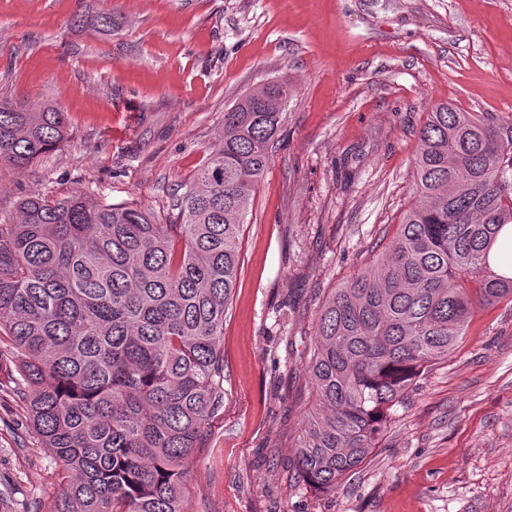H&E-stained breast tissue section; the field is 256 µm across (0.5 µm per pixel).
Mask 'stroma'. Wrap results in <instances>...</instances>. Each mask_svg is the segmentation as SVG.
<instances>
[{
	"label": "stroma",
	"mask_w": 512,
	"mask_h": 512,
	"mask_svg": "<svg viewBox=\"0 0 512 512\" xmlns=\"http://www.w3.org/2000/svg\"><path fill=\"white\" fill-rule=\"evenodd\" d=\"M109 11L108 33L83 19ZM282 78L294 93L242 226L224 397L186 463V512H512L507 302L475 311L334 491L296 470L322 304L396 234L428 112L512 125V0H0V98L57 102L71 129L28 169L0 167V216L79 187L168 223L225 109ZM60 481L0 374V512H53Z\"/></svg>",
	"instance_id": "1"
}]
</instances>
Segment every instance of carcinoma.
Segmentation results:
<instances>
[{"label": "carcinoma", "instance_id": "cac0c4a2", "mask_svg": "<svg viewBox=\"0 0 512 512\" xmlns=\"http://www.w3.org/2000/svg\"><path fill=\"white\" fill-rule=\"evenodd\" d=\"M292 93L270 81L224 111L169 224L83 189L25 196L0 219V338L18 354L29 423L64 466L55 512H185L183 463L224 395L240 226ZM69 137L61 106L0 99V165L25 169ZM414 167L389 253L320 313L297 453L317 491L366 461L475 307L512 303V276L489 262L512 225V125L438 104Z\"/></svg>", "mask_w": 512, "mask_h": 512}]
</instances>
